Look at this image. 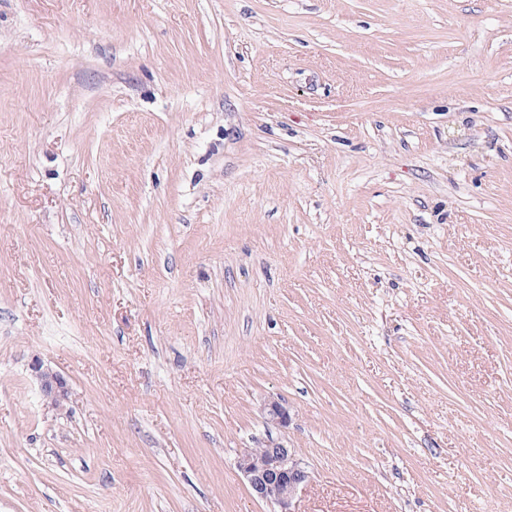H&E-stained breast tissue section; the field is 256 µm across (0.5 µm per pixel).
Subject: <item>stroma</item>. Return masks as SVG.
<instances>
[{
	"label": "stroma",
	"instance_id": "obj_1",
	"mask_svg": "<svg viewBox=\"0 0 512 512\" xmlns=\"http://www.w3.org/2000/svg\"><path fill=\"white\" fill-rule=\"evenodd\" d=\"M267 439L512 512V0H0V512H277ZM31 371L38 380L44 397L55 406L60 405L68 398V387L65 379L58 373L43 368L39 361L31 364Z\"/></svg>",
	"mask_w": 512,
	"mask_h": 512
}]
</instances>
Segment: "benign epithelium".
I'll list each match as a JSON object with an SVG mask.
<instances>
[{
  "instance_id": "obj_1",
  "label": "benign epithelium",
  "mask_w": 512,
  "mask_h": 512,
  "mask_svg": "<svg viewBox=\"0 0 512 512\" xmlns=\"http://www.w3.org/2000/svg\"><path fill=\"white\" fill-rule=\"evenodd\" d=\"M31 371L44 397L52 404L57 406L67 400L68 387L62 376L43 368L38 361L31 364ZM263 411L269 422L288 424V411L279 401H266ZM237 468L246 478L252 496L277 505L279 512H293L291 504L297 491L310 479L305 464L293 449L274 441L266 442L261 448L245 449L238 456Z\"/></svg>"
}]
</instances>
